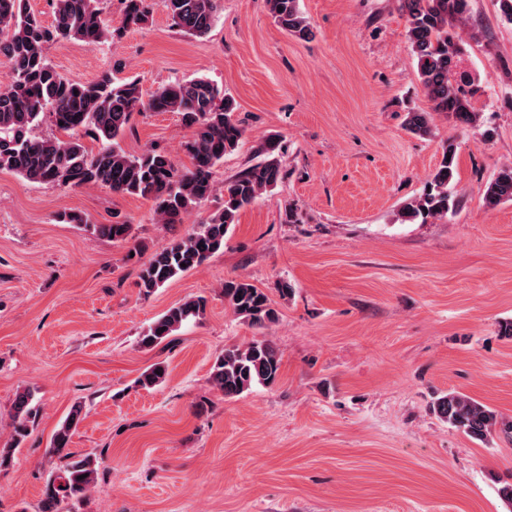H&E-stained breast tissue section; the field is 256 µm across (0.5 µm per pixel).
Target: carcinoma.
Here are the masks:
<instances>
[{
  "label": "carcinoma",
  "mask_w": 512,
  "mask_h": 512,
  "mask_svg": "<svg viewBox=\"0 0 512 512\" xmlns=\"http://www.w3.org/2000/svg\"><path fill=\"white\" fill-rule=\"evenodd\" d=\"M270 14L289 35L306 40L312 36L298 0H268ZM407 19V38L416 58L417 72L431 102L432 111L453 116L466 127L482 122L473 106L470 76L459 71L462 48L456 31L464 24L469 0H398ZM54 20L46 26L28 8V0H0V59L7 72L0 82V169L13 171L30 182L63 187L95 185L114 193L152 201L163 224H178L214 192L213 168L234 151L245 130L235 119V99L205 77L162 85L145 95L137 79H118L108 70L97 79L81 81L59 73L47 56V46L59 40L98 44L119 37L147 23L160 8L183 33L201 37L215 23L218 0H124L120 25L112 27L102 18L101 0H51ZM175 112L192 135L183 143L191 166L178 169L170 153L160 147L134 155L120 139L134 114ZM52 118L62 136L36 137L33 129L44 117ZM407 130L418 136L432 134L428 112H409ZM98 144L87 148L77 133ZM278 141L268 138L257 150L264 159L224 183L222 209L191 232L158 246L138 273V286L145 295L176 277L203 265L224 249V239L236 224L239 212L261 195L273 190L284 173L276 158ZM456 144H443L442 158L427 191L407 203L402 217H443L458 204L452 191ZM486 203L496 206L512 200V164L503 167L486 185ZM67 224L112 241L132 239V225L121 222L91 224L80 213L60 216ZM224 300L233 312L251 326L266 328L278 319L268 295L246 279L224 282ZM205 301L190 299L169 308L140 338L153 347L174 335L184 323L203 315ZM281 353L268 339L229 345L212 367L211 381L224 397L233 398L254 385H274L280 375ZM167 367L152 365L138 378L144 388L165 381ZM434 412L449 425L483 441L494 433L512 438V423L498 420L487 405L457 392L439 397ZM39 415L34 394L25 389L16 394L12 407L13 442L0 449V469L12 462L13 449L27 437ZM82 406L72 407L57 428L49 452L66 461L61 482L49 480L39 512H61L67 499L81 500L97 474L90 457L75 458L71 451L72 429L80 420Z\"/></svg>",
  "instance_id": "cac0c4a2"
}]
</instances>
